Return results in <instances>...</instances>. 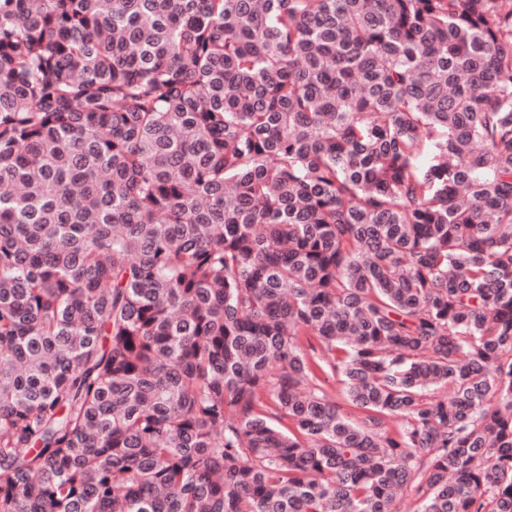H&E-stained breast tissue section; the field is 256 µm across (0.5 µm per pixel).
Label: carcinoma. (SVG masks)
<instances>
[{"instance_id": "1", "label": "carcinoma", "mask_w": 512, "mask_h": 512, "mask_svg": "<svg viewBox=\"0 0 512 512\" xmlns=\"http://www.w3.org/2000/svg\"><path fill=\"white\" fill-rule=\"evenodd\" d=\"M404 492L512 512V0H0V512Z\"/></svg>"}]
</instances>
